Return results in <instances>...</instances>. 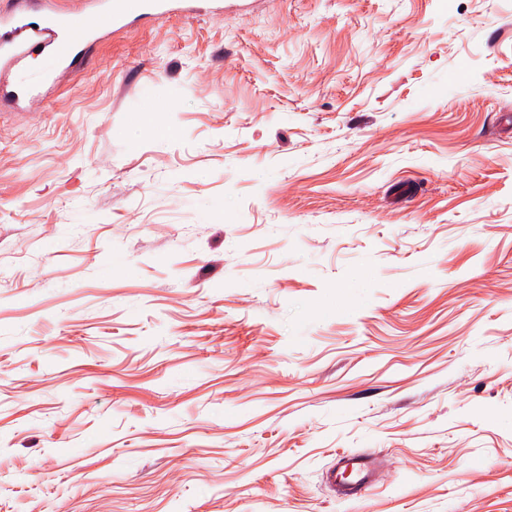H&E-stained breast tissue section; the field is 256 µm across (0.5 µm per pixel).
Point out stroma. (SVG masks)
<instances>
[{
	"label": "stroma",
	"mask_w": 512,
	"mask_h": 512,
	"mask_svg": "<svg viewBox=\"0 0 512 512\" xmlns=\"http://www.w3.org/2000/svg\"><path fill=\"white\" fill-rule=\"evenodd\" d=\"M0 512H512V0H199L1 102ZM344 470H350L354 480L348 488L339 486L340 494L347 498L360 499L367 496L375 484L376 464L371 453L358 452L342 457Z\"/></svg>",
	"instance_id": "obj_1"
}]
</instances>
